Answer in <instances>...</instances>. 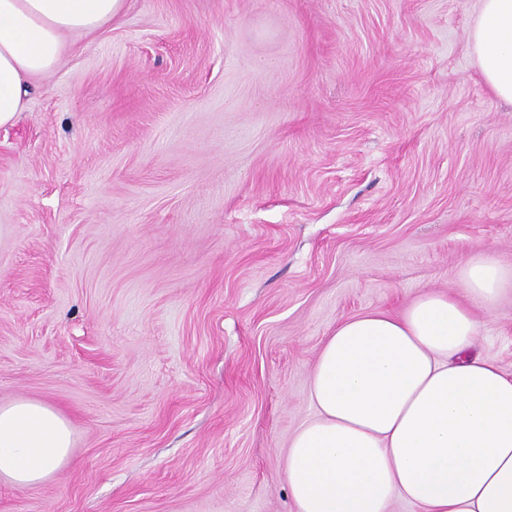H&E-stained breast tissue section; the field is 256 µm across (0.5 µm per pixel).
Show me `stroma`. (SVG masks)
Wrapping results in <instances>:
<instances>
[{"mask_svg": "<svg viewBox=\"0 0 512 512\" xmlns=\"http://www.w3.org/2000/svg\"><path fill=\"white\" fill-rule=\"evenodd\" d=\"M478 0H126L0 127V404L74 429L0 512H295L336 325L512 265ZM476 354L512 373V297Z\"/></svg>", "mask_w": 512, "mask_h": 512, "instance_id": "35a3bbf8", "label": "stroma"}]
</instances>
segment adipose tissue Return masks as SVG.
Masks as SVG:
<instances>
[{
  "label": "adipose tissue",
  "instance_id": "1",
  "mask_svg": "<svg viewBox=\"0 0 512 512\" xmlns=\"http://www.w3.org/2000/svg\"><path fill=\"white\" fill-rule=\"evenodd\" d=\"M124 0H0V126L25 111L33 78L54 70L65 36L112 21ZM497 101L512 105V0H480L466 32ZM460 296L418 295L401 313L339 323L309 379L313 419L289 439L296 512H512V375L472 352L471 302L495 314L512 267L466 257ZM73 426L53 406L0 404V482L23 488L69 459Z\"/></svg>",
  "mask_w": 512,
  "mask_h": 512
}]
</instances>
